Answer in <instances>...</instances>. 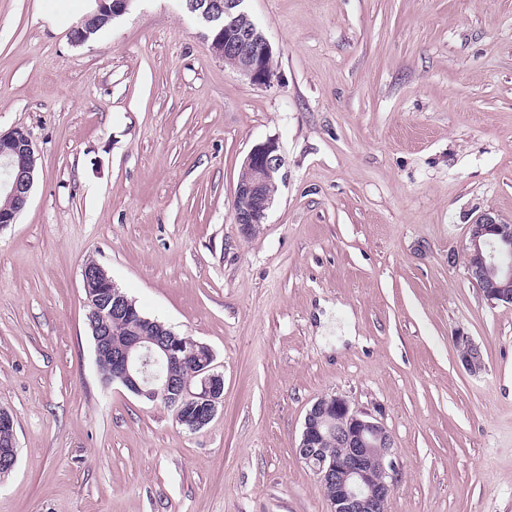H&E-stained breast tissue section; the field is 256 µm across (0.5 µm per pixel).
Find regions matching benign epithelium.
Segmentation results:
<instances>
[{"label":"benign epithelium","instance_id":"1","mask_svg":"<svg viewBox=\"0 0 512 512\" xmlns=\"http://www.w3.org/2000/svg\"><path fill=\"white\" fill-rule=\"evenodd\" d=\"M132 2L97 0L96 12L71 31V42L85 43L88 30L124 15ZM183 2L206 29L216 57L232 63V68L254 85L271 83L273 49L255 24H247L244 0ZM35 161L33 142L24 130L0 133V166L5 173L0 193L10 201L8 207L0 209V228L15 223L26 207L34 184ZM281 167L282 158L272 140L254 145L248 153L239 174L234 206V223L244 234H252L264 223L277 189L274 176ZM511 253V221L488 212L469 225L465 246L468 278L491 306H512V264L502 262V257ZM82 282L86 291L97 289V295L87 294V319L96 358L112 363L109 383L121 385L144 401L164 398L177 421L192 432L207 426L223 403L224 392V377L215 371L212 350L197 343L199 366L193 379L156 372L154 366L159 363L170 368L183 361L180 337L163 323L157 324V334L151 339L133 330L124 336H112L111 322L141 319L135 302L121 293L100 265L84 269ZM457 342L462 365L471 373L480 372L484 368L480 346L468 336L458 337ZM189 403L193 409L190 417L186 416ZM0 432L8 435L0 444V476H4L15 467L17 446L13 415L3 408ZM327 435L339 448L334 455L322 448ZM296 453L316 477L330 512H386L398 471L392 435L382 423L351 410L346 399L330 395L312 403L304 417Z\"/></svg>","mask_w":512,"mask_h":512}]
</instances>
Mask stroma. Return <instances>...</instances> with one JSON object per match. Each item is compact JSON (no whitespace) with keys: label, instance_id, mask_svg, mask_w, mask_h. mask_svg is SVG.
Here are the masks:
<instances>
[{"label":"stroma","instance_id":"obj_1","mask_svg":"<svg viewBox=\"0 0 512 512\" xmlns=\"http://www.w3.org/2000/svg\"><path fill=\"white\" fill-rule=\"evenodd\" d=\"M83 4L0 0V132L37 156L0 228L19 450L0 512H330L296 446L331 394L394 438L387 512H512V307L464 259L481 213L512 222V0H245L267 87L181 0H135L76 45ZM269 139L282 179L246 236L237 180ZM90 260L212 349L224 402L202 430L103 384ZM459 359L470 373H479L484 368L481 348L468 336H458Z\"/></svg>","mask_w":512,"mask_h":512}]
</instances>
